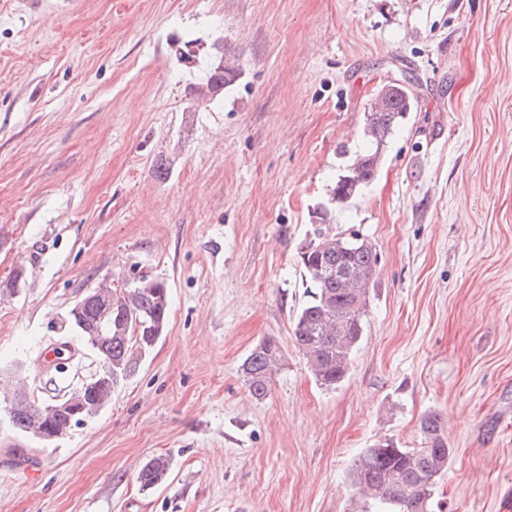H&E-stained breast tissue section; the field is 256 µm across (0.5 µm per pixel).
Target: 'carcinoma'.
<instances>
[{
    "label": "carcinoma",
    "instance_id": "obj_1",
    "mask_svg": "<svg viewBox=\"0 0 512 512\" xmlns=\"http://www.w3.org/2000/svg\"><path fill=\"white\" fill-rule=\"evenodd\" d=\"M238 77L237 70L219 61L204 83L209 94L221 93ZM413 106L407 89L391 94L383 108L370 105L364 112L363 131L370 148L357 152L332 189V200L344 204L376 176L384 147ZM303 275L311 283L310 299L293 322L294 344L306 358L317 383L326 389L339 386L350 372L352 355L362 340L374 288L378 255L370 240L358 232L349 236L319 230L298 253ZM170 310L167 284L155 278L135 281L119 289L112 299V312L93 294L83 297L80 310H69L64 323L75 332L83 348L98 360L112 364V376L99 375L91 386L78 384L67 394L83 393L87 405L108 404L118 385L132 377L164 335ZM279 345L270 339L257 344L241 365L251 395L263 399L269 378L282 363ZM60 410L52 414L59 430L73 422L65 403L35 401L22 396L12 425L25 434L42 424L49 404ZM421 445L402 448L392 441L377 442L361 451L348 474L357 495L355 512H431L439 480L448 473L454 449L441 417L429 412L420 421ZM170 461L163 456L148 459L140 468L143 488L165 481Z\"/></svg>",
    "mask_w": 512,
    "mask_h": 512
}]
</instances>
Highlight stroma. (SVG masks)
<instances>
[{
	"label": "stroma",
	"instance_id": "1",
	"mask_svg": "<svg viewBox=\"0 0 512 512\" xmlns=\"http://www.w3.org/2000/svg\"><path fill=\"white\" fill-rule=\"evenodd\" d=\"M225 52L239 78L198 101ZM404 78L375 179L331 203L340 146ZM320 225L379 255L333 390L292 335ZM18 270L0 376L41 400L95 369L37 364L104 276L165 280L170 311L67 438L0 421V512H351L358 454L418 447L432 411L454 450L433 512H512V0H0V282ZM265 339L284 358L258 400L241 365ZM170 470V461L163 456L148 459L140 468L138 480L141 487L154 488L165 481Z\"/></svg>",
	"mask_w": 512,
	"mask_h": 512
}]
</instances>
